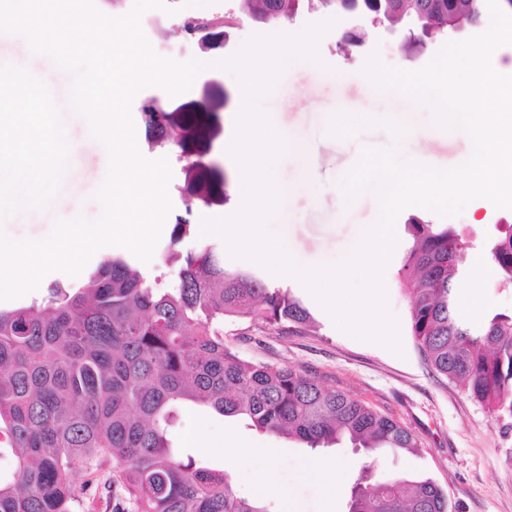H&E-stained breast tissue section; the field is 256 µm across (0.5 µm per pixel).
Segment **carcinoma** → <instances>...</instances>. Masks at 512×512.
<instances>
[{
	"instance_id": "cac0c4a2",
	"label": "carcinoma",
	"mask_w": 512,
	"mask_h": 512,
	"mask_svg": "<svg viewBox=\"0 0 512 512\" xmlns=\"http://www.w3.org/2000/svg\"><path fill=\"white\" fill-rule=\"evenodd\" d=\"M458 1L480 23L486 0H416L400 16L396 0H238L266 24L304 4L397 21L427 37L448 31ZM138 121L149 146L181 163L180 192L190 200L174 217L178 242L195 233L193 205L227 195L228 175L219 164L198 169L189 157L205 136L204 118L141 111ZM405 231L410 245L398 274L411 287L410 330L424 360L512 420V313L472 322L457 310L460 255L469 241L455 225L411 217ZM488 257L501 284L512 287L511 231L490 242ZM163 261L180 263L169 287L109 254L79 287L55 283L27 306L0 309V435L16 457L11 477L0 479V512H73L78 493L70 475L106 462L135 512H268L237 496L228 470L201 466L170 447L167 428L187 405L310 448L347 438L367 452L419 451L411 430L350 394L290 366L243 360L224 344L226 316L285 332L310 327L312 315L290 290L227 268L209 244ZM348 512H448V498L430 477L372 483L363 476Z\"/></svg>"
}]
</instances>
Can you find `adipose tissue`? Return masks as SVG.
I'll list each match as a JSON object with an SVG mask.
<instances>
[{"label":"adipose tissue","mask_w":512,"mask_h":512,"mask_svg":"<svg viewBox=\"0 0 512 512\" xmlns=\"http://www.w3.org/2000/svg\"><path fill=\"white\" fill-rule=\"evenodd\" d=\"M452 62L455 69L465 73L471 82L493 89V75L504 71L512 73V36L489 27L478 49L453 47Z\"/></svg>","instance_id":"adipose-tissue-1"}]
</instances>
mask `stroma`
Wrapping results in <instances>:
<instances>
[{
	"mask_svg": "<svg viewBox=\"0 0 512 512\" xmlns=\"http://www.w3.org/2000/svg\"><path fill=\"white\" fill-rule=\"evenodd\" d=\"M224 19V47L209 54L201 53L184 36L177 17L153 10L142 17L140 27L158 54L182 61L193 58L207 65L187 93L174 97V104L197 98L204 82L212 77L228 94V104L221 114L222 131L211 150L212 158L228 171L232 162L224 147L234 136L242 98L236 75L218 68V61L233 56L252 35L297 34L307 25L325 21L326 16L302 11L272 26L239 12L236 0H224ZM334 20V26L318 43L319 62L290 63L273 90L258 101L288 145L274 166V175L285 192L268 229L288 245L296 263L303 267L336 263L376 222L375 194L366 191L348 203L340 188L363 148L395 145L402 159L435 168H453L467 157L471 145L461 128L437 127L429 106L376 88L367 81L363 68L374 53L389 66L420 68L446 41L476 35V28L409 43L403 37L388 34L384 27L368 24L359 30L360 45L348 53L343 41L354 29L353 23L343 14L335 15ZM37 77L63 110L71 151L58 192L69 198L71 205L61 208L50 203L38 210L16 212L0 219V231L15 239L40 241L50 235L55 220L78 216L94 219L100 215L101 207L93 194L106 178L108 155L104 146L91 137L86 121L66 110L70 73L47 58ZM404 123L423 133V152H415L411 144H399L400 126ZM299 143L308 145L307 157L295 152ZM307 166L313 169L316 179L312 190L302 183ZM452 222L471 232L472 246L462 259L467 265L475 255L486 254L497 225L512 224V209H499L479 198ZM171 232V226H164L150 263L142 267L148 278L158 279L164 286L177 278V266L162 261L170 247L183 253L205 243L218 248L224 245L216 235L187 238L175 245ZM407 246L406 234H399L384 271L388 309L399 322L401 353L340 330L309 292L296 285L291 291L314 317L315 328L288 334L261 332L249 320L228 318L224 321V342L246 360L306 371L387 414L417 435L420 454L380 449L370 456L347 441L311 449L282 436L249 429L235 419L204 408L180 411L168 432L173 447L191 455L198 464L228 469L239 496L261 498L272 512H282V499L286 496L296 512H324L328 507L333 512H347L351 489L366 469L376 481L426 474L446 493L449 512H512V426L474 401L461 385L433 372L425 362L410 331V295L398 277ZM474 296L478 297L482 312L512 311V287L501 286L494 265H487L480 282H473L468 276L461 280L455 290L458 310L467 312ZM324 457L338 459L349 469L347 480L330 505L325 502L323 487L302 478L299 470L301 459L316 462ZM271 464L277 469L281 489L259 493V478ZM111 474L112 468L107 465L74 475V485L83 490L74 512H122L124 504L108 483Z\"/></svg>",
	"mask_w": 512,
	"mask_h": 512,
	"instance_id": "35a3bbf8",
	"label": "stroma"
}]
</instances>
